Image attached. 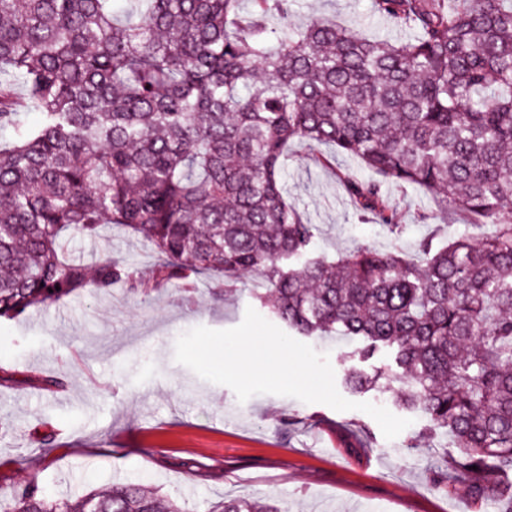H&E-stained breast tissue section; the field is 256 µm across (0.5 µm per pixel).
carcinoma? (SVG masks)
Returning a JSON list of instances; mask_svg holds the SVG:
<instances>
[{
    "label": "carcinoma",
    "mask_w": 512,
    "mask_h": 512,
    "mask_svg": "<svg viewBox=\"0 0 512 512\" xmlns=\"http://www.w3.org/2000/svg\"><path fill=\"white\" fill-rule=\"evenodd\" d=\"M0 0V319L116 285L190 293L253 273L273 317L299 335L360 339L364 392L400 384L402 405L449 432L475 500L512 503V0H371L406 40L334 21L295 26L292 0ZM27 106L41 116L19 119ZM332 146L376 176H341L355 208L395 237L388 188L412 187L492 232L435 237L422 260L365 248L317 255L288 204V145ZM119 226L158 257L151 276L72 236ZM0 512H184L139 484L55 497L18 484ZM209 512H285L241 497Z\"/></svg>",
    "instance_id": "cac0c4a2"
}]
</instances>
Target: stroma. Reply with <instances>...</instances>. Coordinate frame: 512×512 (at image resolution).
I'll use <instances>...</instances> for the list:
<instances>
[{"label":"stroma","mask_w":512,"mask_h":512,"mask_svg":"<svg viewBox=\"0 0 512 512\" xmlns=\"http://www.w3.org/2000/svg\"><path fill=\"white\" fill-rule=\"evenodd\" d=\"M318 17L396 35L371 12L370 0H294V22ZM309 154L306 145L289 147L283 181L289 202L318 227L315 253L397 247L413 259L431 233L465 231L478 239L487 232L458 213L444 224L420 221L434 204L410 188L393 195L406 226L394 237L361 219L339 179L345 172L367 180L369 171L341 154L331 167ZM68 247L84 259L111 250L145 273L157 262L147 243L117 228L98 244L73 238ZM257 285L247 275L221 297L204 278L188 299L173 289L146 298L117 286L108 295L87 292L1 319L0 497L30 479L51 495L126 481L155 487L185 512H207L243 495L283 502L288 512H457L461 503L468 512H494V503L471 499L460 479L444 488L430 484L452 439L400 405L398 383L350 396L410 419L389 440L365 412L270 394L242 403L229 387L175 362L179 335L197 326L239 325L255 304ZM46 378L58 387L43 390ZM45 426L55 434L49 448L32 438Z\"/></svg>","instance_id":"35a3bbf8"}]
</instances>
